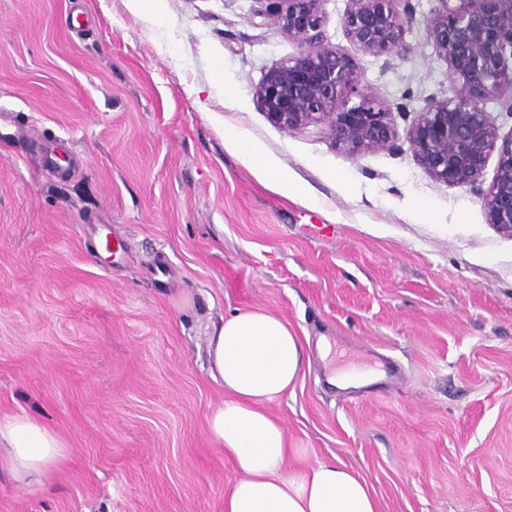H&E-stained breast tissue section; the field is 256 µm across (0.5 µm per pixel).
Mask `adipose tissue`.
<instances>
[{
	"mask_svg": "<svg viewBox=\"0 0 512 512\" xmlns=\"http://www.w3.org/2000/svg\"><path fill=\"white\" fill-rule=\"evenodd\" d=\"M224 145L260 182L309 202L304 186L246 131H225ZM208 352L211 375L224 387L207 419L209 434L242 472L224 497V512H379L363 479L342 462L309 461L308 448L289 441L267 410L294 391L304 372V345L285 320L262 309L236 311L209 337ZM64 448L37 419L0 416V469L16 481L43 487Z\"/></svg>",
	"mask_w": 512,
	"mask_h": 512,
	"instance_id": "adipose-tissue-1",
	"label": "adipose tissue"
}]
</instances>
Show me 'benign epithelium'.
Instances as JSON below:
<instances>
[{
  "label": "benign epithelium",
  "mask_w": 512,
  "mask_h": 512,
  "mask_svg": "<svg viewBox=\"0 0 512 512\" xmlns=\"http://www.w3.org/2000/svg\"><path fill=\"white\" fill-rule=\"evenodd\" d=\"M269 2L260 17L301 46L256 87L257 106L272 124L287 131L323 125L335 144L353 155L399 150L403 138L431 178L482 196L487 223L512 237V135L500 138L486 110L495 101L512 112V0H441L430 37L450 76L462 84L454 97H431L418 109L393 108L357 88L354 59L323 46V0ZM397 2L348 0L343 28L350 43L374 56L403 49ZM354 95L359 102H352ZM409 112L414 118L402 137L396 116ZM493 154L495 173L485 188Z\"/></svg>",
  "instance_id": "7a95c632"
}]
</instances>
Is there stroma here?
Wrapping results in <instances>:
<instances>
[{
    "label": "stroma",
    "instance_id": "obj_1",
    "mask_svg": "<svg viewBox=\"0 0 512 512\" xmlns=\"http://www.w3.org/2000/svg\"><path fill=\"white\" fill-rule=\"evenodd\" d=\"M410 6L405 51L376 57L346 39V0H324V44L418 108L460 84L428 32L440 0ZM265 7L0 0V415L65 444L41 489L0 474V512H224L241 472L208 434L224 392L206 342L247 308L286 320L309 358L271 413L365 478L380 512H512V238L409 149L352 156L325 127L271 124L255 88L300 46L260 24ZM228 126L319 207L259 182ZM104 234L124 245L108 262ZM352 366L380 377L328 383Z\"/></svg>",
    "mask_w": 512,
    "mask_h": 512
}]
</instances>
